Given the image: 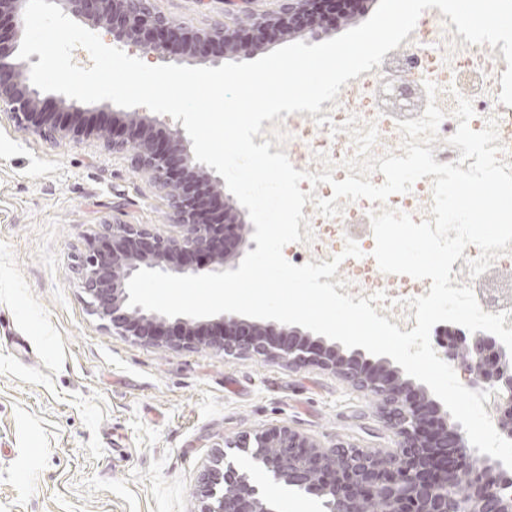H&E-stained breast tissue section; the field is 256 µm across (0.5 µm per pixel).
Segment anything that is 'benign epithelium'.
Here are the masks:
<instances>
[{"label":"benign epithelium","instance_id":"1","mask_svg":"<svg viewBox=\"0 0 512 512\" xmlns=\"http://www.w3.org/2000/svg\"><path fill=\"white\" fill-rule=\"evenodd\" d=\"M64 13L103 26L112 40L133 45L160 61L181 54L206 58L254 50L267 33L302 28L312 32L325 20L334 0H276L259 12L257 0H224L245 21L215 23L205 29L176 24L156 11L152 0H55ZM26 0H0V112L16 123L55 139L87 113L58 98L47 111L40 92L18 58ZM96 134L112 152H129L134 167L162 190L179 233L163 236L144 224L118 218L104 224L77 267L81 287L94 314L121 336L146 343L190 347L200 341L224 355L259 356L290 367L317 365L354 388L377 392L395 446L383 452L343 445L323 448L288 426H274L231 444L248 453L290 489L322 499L329 512H361L378 497L389 512H512V473L500 462L479 466L462 425L447 416L423 391L402 382L385 362L361 354L346 356L297 327L218 315L200 339L202 324L191 317L169 318L128 305L127 282L142 269L178 275L235 270L239 248H253L254 226L244 225L245 208L224 192L221 178L196 161L192 142L180 130L154 136L157 119L137 112H100ZM443 357L470 376L469 383L490 390L499 427L512 439V369L502 364L506 347L493 336L475 333L453 341L437 340ZM220 450L201 474L199 512H280L277 487L261 489Z\"/></svg>","mask_w":512,"mask_h":512}]
</instances>
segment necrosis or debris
<instances>
[{
    "label": "necrosis or debris",
    "mask_w": 512,
    "mask_h": 512,
    "mask_svg": "<svg viewBox=\"0 0 512 512\" xmlns=\"http://www.w3.org/2000/svg\"><path fill=\"white\" fill-rule=\"evenodd\" d=\"M396 71L401 76L426 77L437 89L436 103L443 111L444 118L438 127L434 152L436 162L452 163L460 155L459 149L448 143L457 130L454 110L458 98L470 99L476 113L497 112L487 86L474 90L467 85L468 79L481 71L480 50L470 47L461 53L453 52L447 37L441 34L430 36L425 31H418L411 49L397 55ZM382 87L381 78L371 77L351 85L345 92L347 99L367 100V108L358 113L357 118L360 124H375L378 140L373 152L378 156L389 152L392 141L401 140L399 122L420 118L426 108L425 97L411 91L402 94L392 110H385L379 103ZM329 117L330 125L313 124L300 129L289 160L296 170L314 173L318 170L317 156L327 155L334 165L333 177L339 181L346 178L343 163L355 156L356 147L351 135L342 136L332 131L333 126L344 125L350 117L345 104H338ZM344 263L351 269L349 285L365 294L382 292L389 295L403 286L401 277L375 273L369 266L368 258L348 257ZM469 272V267L459 268L458 277L462 283L472 288L484 311L506 313L505 326L512 328V280L501 278L493 267L475 278L470 277Z\"/></svg>",
    "instance_id": "obj_1"
}]
</instances>
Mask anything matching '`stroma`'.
<instances>
[{
	"instance_id": "35a3bbf8",
	"label": "stroma",
	"mask_w": 512,
	"mask_h": 512,
	"mask_svg": "<svg viewBox=\"0 0 512 512\" xmlns=\"http://www.w3.org/2000/svg\"><path fill=\"white\" fill-rule=\"evenodd\" d=\"M153 6L198 29L235 21L224 0ZM116 215L177 232L128 156L82 135L46 140L0 113V512H198L217 449L272 485L233 443L275 425L323 447L393 446L379 397L319 366L103 327L76 264Z\"/></svg>"
}]
</instances>
